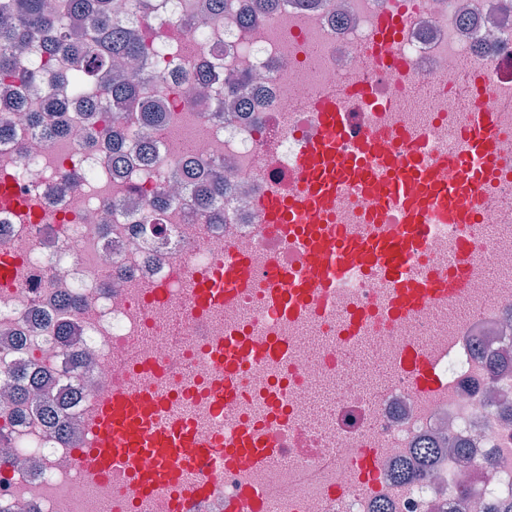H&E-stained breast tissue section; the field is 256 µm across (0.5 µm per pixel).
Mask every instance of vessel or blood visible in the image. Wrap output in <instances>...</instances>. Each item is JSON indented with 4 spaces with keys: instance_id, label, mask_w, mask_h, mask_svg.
<instances>
[{
    "instance_id": "1",
    "label": "vessel or blood",
    "mask_w": 512,
    "mask_h": 512,
    "mask_svg": "<svg viewBox=\"0 0 512 512\" xmlns=\"http://www.w3.org/2000/svg\"><path fill=\"white\" fill-rule=\"evenodd\" d=\"M400 24L392 13L379 22L369 46L377 61L390 60ZM353 126L347 112H320L318 133L302 145L293 171L297 194L286 200L273 192L261 206L265 220L301 250L307 268L318 271V281H309L305 270L290 269L263 282L250 260L230 252L222 264L192 281L193 305L223 306L244 289L262 286L275 312L295 317L312 301H328L350 273L363 271L379 280L392 315L410 317L468 288L481 266L475 237L478 204L490 193L506 158L496 113H467L456 152L436 157L403 143L392 158H372L369 135H354ZM353 190L372 207L367 232L355 239L335 221L338 201ZM388 210L400 211L402 223L383 224L381 216ZM441 224L455 232L448 240V269L436 272L421 257ZM284 351L281 342L248 347L239 333L225 334L210 351L221 371L207 387L215 412L237 401L243 356L262 360ZM89 430L88 444L79 453L82 466L101 476L124 471L133 494L166 495L168 512H198L223 481L226 459L242 467L281 459L277 449L258 446L245 429L233 437L220 431L199 436L185 398L144 394L128 385L96 399Z\"/></svg>"
}]
</instances>
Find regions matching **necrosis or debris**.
<instances>
[{"label": "necrosis or debris", "mask_w": 512, "mask_h": 512, "mask_svg": "<svg viewBox=\"0 0 512 512\" xmlns=\"http://www.w3.org/2000/svg\"><path fill=\"white\" fill-rule=\"evenodd\" d=\"M259 0H226L208 15L206 0H151L134 17L143 45L166 72L144 85L138 108L112 129L138 139L142 109L157 105L151 144L119 170L105 166L111 139L103 114L84 95L85 74L66 57L49 62L64 76L62 133L37 137L24 120L46 108L42 87L0 81V175L33 201L25 223L0 207V250L19 267L0 288V385L14 374L37 378L49 407L0 403V447L15 463L0 476V512H166L161 494L127 496L128 478L81 469L76 452L97 396L130 383L145 394L194 392L190 407L202 435L250 428L285 456L276 467L224 471V487L205 512H234L257 498L264 512H489L512 499V207L483 205L480 258L498 285L474 276L464 295L387 319L380 283L364 274L337 288L330 307L305 315L274 313L263 288L202 313L190 307L191 275L223 262L227 251L251 259L258 276L278 265L305 268L301 251L259 203L270 189L293 196L288 173L302 143L317 133V114L336 103L372 136L373 154L392 155L397 135L453 147L467 112H495L512 145V10L494 0H404L394 53L378 64L367 52L374 27L395 0H278L237 22ZM223 70L213 104L198 107L186 83L209 66ZM222 164L224 216L176 193L185 167ZM230 330L247 340L283 339L285 354L248 362L239 402L223 418L204 389L215 367L209 348ZM441 378L421 389L403 366L408 345ZM80 369L82 389L71 383ZM473 450L463 466L440 436ZM434 449L432 477L403 482L395 465ZM372 452L367 483L356 460Z\"/></svg>", "instance_id": "obj_1"}]
</instances>
